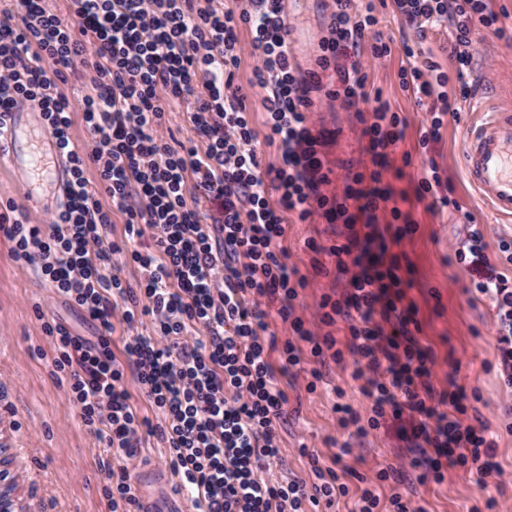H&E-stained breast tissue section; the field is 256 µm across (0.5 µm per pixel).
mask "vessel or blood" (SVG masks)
Wrapping results in <instances>:
<instances>
[{
	"mask_svg": "<svg viewBox=\"0 0 512 512\" xmlns=\"http://www.w3.org/2000/svg\"><path fill=\"white\" fill-rule=\"evenodd\" d=\"M30 126L27 111L12 112L8 133V158L26 186L33 187L50 179L55 195H63L67 177L51 135H44L38 145L23 141ZM462 164L468 181L479 190L494 209L512 217V116L500 115L471 124L465 135ZM145 512H174L177 503L170 492L144 493Z\"/></svg>",
	"mask_w": 512,
	"mask_h": 512,
	"instance_id": "1",
	"label": "vessel or blood"
}]
</instances>
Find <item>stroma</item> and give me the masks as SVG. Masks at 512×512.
Wrapping results in <instances>:
<instances>
[{
    "label": "stroma",
    "instance_id": "obj_1",
    "mask_svg": "<svg viewBox=\"0 0 512 512\" xmlns=\"http://www.w3.org/2000/svg\"><path fill=\"white\" fill-rule=\"evenodd\" d=\"M286 7L297 58L303 67L315 68L316 48L327 33L334 2L287 0ZM375 16L378 31L392 41L393 50L384 59L367 61L368 83L381 90L407 120L405 138L382 173L384 185L410 197L408 209L418 225L414 235L392 247L393 253L406 255L413 267L414 286L407 289L405 301L416 310L421 344L435 357L429 376L435 396L459 387L465 390L468 399L462 420L485 425L495 434L496 460L506 480L501 487L483 492L457 466L445 469L442 482L418 483L401 424L389 416L367 436L350 435L340 424V406H350L365 420L372 401L364 394L362 381L353 379L349 355L318 363L322 379L316 382V391L307 388L312 382L309 373L294 371L285 377L288 420L280 430V458L265 476L273 481H313L308 460L300 453L305 444L322 466L338 473L353 470L370 476L386 466L395 468L399 490L426 512H472L489 495L498 499L501 512H512V431L504 415L512 392L498 379L495 311L489 301L471 298L473 274L454 258L455 248L466 240L468 223L478 224L490 264L512 280V219L493 209L467 181L462 167L466 127L481 117L512 114V37L499 38L477 29L469 84L480 104L459 103L458 117H445L440 141L425 155L418 149L417 138L430 116L416 105L412 94L399 87L398 73L406 63L402 44L416 42L422 57L436 61L451 75L456 63L443 50L450 30L432 29L424 38H415L390 2L377 6ZM320 81L323 89L313 95L310 117L325 136V164L332 171L321 191L333 196L342 194L346 175L363 170L369 158L354 108L325 92L336 81L335 71L321 72ZM431 160L452 183L458 209L415 201L417 173ZM0 199L13 201L22 210L52 212L58 207L52 199L31 198L4 156H0ZM341 230V225L326 223L317 215L310 222L287 225L283 244L289 265L308 280L293 302L294 316L313 335L333 336L342 349L347 343L345 324L328 326L320 321L323 296L342 293L346 283L327 253ZM46 317L63 322L80 336L98 334L82 310L53 296L42 281L23 272L10 243L0 238V469L14 480L13 494L21 512H109L103 465L113 457L93 448L92 436L71 408L67 384L54 373L53 352L42 330ZM345 442L352 452L343 456L339 447Z\"/></svg>",
    "mask_w": 512,
    "mask_h": 512
}]
</instances>
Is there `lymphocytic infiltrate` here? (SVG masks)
Masks as SVG:
<instances>
[{
  "mask_svg": "<svg viewBox=\"0 0 512 512\" xmlns=\"http://www.w3.org/2000/svg\"><path fill=\"white\" fill-rule=\"evenodd\" d=\"M71 2L67 23L46 9L45 0H16L14 11L0 17V148L10 113L19 102H36L69 175L66 201L49 218L51 233H43L37 213L17 211L9 201L0 212V238L11 243L21 269L36 273L98 328L89 340L63 323H43L55 371L67 382L72 408L94 447L132 459L145 436L158 437L179 491L199 512H312L333 505L349 488L317 456L309 458L311 483L273 482L264 470L280 456L278 427L288 406L283 377L306 357L329 353L338 359L348 352L373 405L365 420L342 406V427L364 436L385 415L405 418L410 465L425 476L439 482L444 467L459 465L483 489L491 477L502 476L493 434L458 418L464 391L449 393L448 409L435 405L426 383L434 357L418 339L412 308L403 303L410 269L390 245L417 226L405 209L406 196L384 186L382 172L404 138L406 119L367 89L362 55L381 59L392 53L375 29L371 0H334L313 70L302 69L291 49L284 0H248L243 7L238 0ZM393 4L418 36L452 28L445 49L456 62L455 76L436 62L418 61L412 45L403 47L407 64L399 71V86L431 114L418 139L426 150L440 140L444 116L457 114L458 103L470 95L475 26L500 36L505 29L487 0ZM243 27L251 34L255 62L250 85L265 93L261 137L235 83ZM348 54L351 65L341 66L340 57ZM81 67L94 74L92 92L65 94L61 83ZM329 68L336 71L331 96L358 109L371 163L332 197L320 191L330 171L324 138L310 118L318 72ZM188 97L190 135L169 142L166 109ZM77 113L91 135L83 147L72 137ZM260 138L280 148L279 164H262ZM91 170L96 179L88 178ZM204 202L219 205L209 224L199 212ZM381 210L396 225L392 235L377 223ZM116 212L125 219L119 242L110 236ZM317 214L345 228L328 253L348 277L346 291L321 302L323 324H348L343 351L333 337L315 339L292 315L307 280L288 264L286 224ZM455 259L478 274L474 298L493 304L499 377L512 389V282L489 265L477 225H470ZM129 262L140 270L133 286L117 274ZM274 301L293 332L281 344L266 334V306ZM119 321L127 333L121 361L112 351ZM129 376L147 409L131 402ZM153 412L162 415L161 425L152 424ZM394 477L390 467L358 475L353 512H382L387 504L392 512H425L400 493L382 497V487ZM105 480L109 512H138L127 466L107 468Z\"/></svg>",
  "mask_w": 512,
  "mask_h": 512,
  "instance_id": "1",
  "label": "lymphocytic infiltrate"
}]
</instances>
